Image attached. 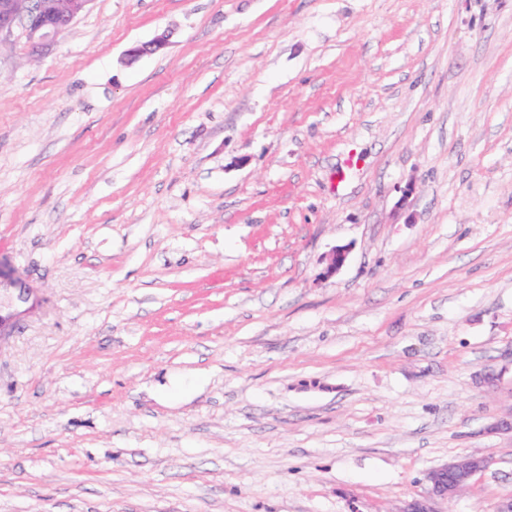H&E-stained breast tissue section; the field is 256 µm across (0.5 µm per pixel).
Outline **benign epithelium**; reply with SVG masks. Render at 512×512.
<instances>
[{"mask_svg": "<svg viewBox=\"0 0 512 512\" xmlns=\"http://www.w3.org/2000/svg\"><path fill=\"white\" fill-rule=\"evenodd\" d=\"M90 2L69 0L68 8L61 11L56 0H0V40L12 36L14 28L19 26L32 49L36 50L67 30ZM165 46V37L159 36L150 42L130 46L126 56L134 61L143 55L157 53ZM347 253L343 247L334 249L322 272L323 277L335 275L344 265ZM488 463L485 458L483 465L477 467L469 457L460 456L429 470L425 476L426 492L404 501L399 512H436V502L454 499Z\"/></svg>", "mask_w": 512, "mask_h": 512, "instance_id": "7a95c632", "label": "benign epithelium"}]
</instances>
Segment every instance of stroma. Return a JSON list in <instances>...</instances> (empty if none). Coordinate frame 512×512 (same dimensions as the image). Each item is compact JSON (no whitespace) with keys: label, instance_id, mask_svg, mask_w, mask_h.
I'll list each match as a JSON object with an SVG mask.
<instances>
[{"label":"stroma","instance_id":"obj_1","mask_svg":"<svg viewBox=\"0 0 512 512\" xmlns=\"http://www.w3.org/2000/svg\"><path fill=\"white\" fill-rule=\"evenodd\" d=\"M0 318V512H392L466 454L440 512H496L512 0H90L0 41Z\"/></svg>","mask_w":512,"mask_h":512}]
</instances>
